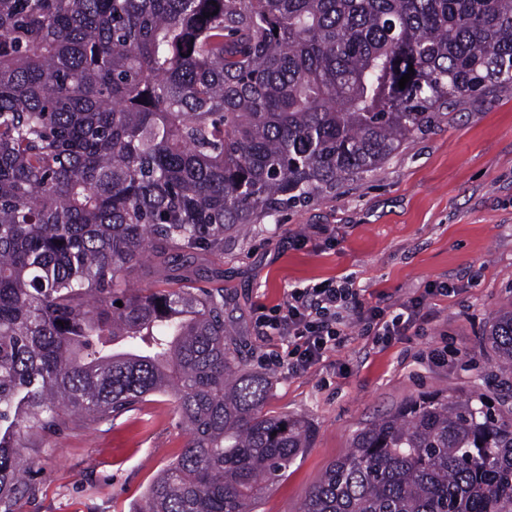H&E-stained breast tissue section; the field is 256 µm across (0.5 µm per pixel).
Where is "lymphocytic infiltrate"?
Segmentation results:
<instances>
[{
    "label": "lymphocytic infiltrate",
    "mask_w": 512,
    "mask_h": 512,
    "mask_svg": "<svg viewBox=\"0 0 512 512\" xmlns=\"http://www.w3.org/2000/svg\"><path fill=\"white\" fill-rule=\"evenodd\" d=\"M451 289L431 283L423 295L403 301L399 307L367 306L352 277L325 280L286 289L280 303L261 309L255 319L259 337L278 336L283 349L273 353L272 365H287L303 374L316 366L347 336L353 324H363L373 332L376 343L391 344L417 322L426 321L425 299L447 296Z\"/></svg>",
    "instance_id": "lymphocytic-infiltrate-1"
}]
</instances>
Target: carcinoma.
Returning a JSON list of instances; mask_svg holds the SVG:
<instances>
[{"label":"carcinoma","instance_id":"1","mask_svg":"<svg viewBox=\"0 0 512 512\" xmlns=\"http://www.w3.org/2000/svg\"><path fill=\"white\" fill-rule=\"evenodd\" d=\"M491 88L512 0H0V512L32 492L29 438L153 395L187 441L140 512H257L309 422L264 411L224 289L128 271L224 253ZM487 347L512 377L511 308ZM508 398L403 404L301 512H512Z\"/></svg>","mask_w":512,"mask_h":512}]
</instances>
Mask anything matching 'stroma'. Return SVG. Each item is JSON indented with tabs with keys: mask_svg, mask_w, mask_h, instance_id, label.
<instances>
[{
	"mask_svg": "<svg viewBox=\"0 0 512 512\" xmlns=\"http://www.w3.org/2000/svg\"><path fill=\"white\" fill-rule=\"evenodd\" d=\"M328 224L336 239L292 236ZM198 273L220 287L225 319L236 330L248 369L272 376L265 409L304 417L313 430L305 449L265 491L258 512H299L329 466L347 454L354 433L420 394L437 390L495 395L496 369L486 333L512 306V94L486 92L440 109L374 172L348 178L320 197L228 235L222 256L134 268L131 279L154 290ZM353 277L372 305L445 282L451 297L428 300L431 318L390 345L354 325L310 371L268 366L277 339H262L253 319L279 303L288 286ZM447 347L445 363L430 351ZM186 443L171 397L148 401L96 424L73 416L68 430L29 443L35 491L18 512H139L155 475Z\"/></svg>",
	"mask_w": 512,
	"mask_h": 512,
	"instance_id": "stroma-1",
	"label": "stroma"
}]
</instances>
